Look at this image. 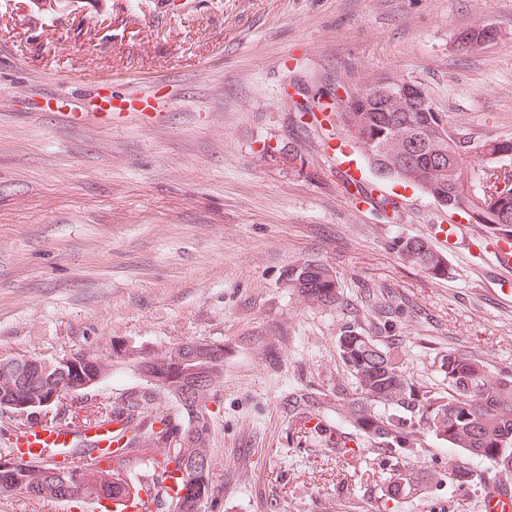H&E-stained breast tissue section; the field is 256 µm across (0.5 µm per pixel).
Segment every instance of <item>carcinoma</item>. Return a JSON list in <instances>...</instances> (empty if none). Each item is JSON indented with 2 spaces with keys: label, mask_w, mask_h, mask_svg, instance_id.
<instances>
[{
  "label": "carcinoma",
  "mask_w": 512,
  "mask_h": 512,
  "mask_svg": "<svg viewBox=\"0 0 512 512\" xmlns=\"http://www.w3.org/2000/svg\"><path fill=\"white\" fill-rule=\"evenodd\" d=\"M384 77H375L358 87V105L344 112H334L330 120L339 123L350 135L368 166L381 179L393 178L421 188L434 200L443 201L450 210L466 206L479 213L477 223L489 228L497 239L512 237V196L485 205L481 195L482 179L487 169L497 166L499 147L512 138L486 140L473 146L448 133H438L446 126L440 112H421L414 108L412 97L399 92L379 95L376 87ZM484 160L476 169L468 153ZM394 249L407 263L438 278L445 273L447 258L421 238H400ZM292 284L304 301L318 307L342 303L336 276L321 263L306 264L292 275ZM336 346L341 361L354 378L356 392L342 397L343 410L354 428L382 445L392 461L388 492L404 498L424 485L421 471L408 467L400 457L412 450L417 432L428 433L456 450L461 462L451 466L449 477L457 483L474 484L467 461H484L501 471H512V373L493 375L487 367L450 350L440 359V371L448 380V392L431 394L417 388L404 374L398 354L380 345L374 337L347 330L340 334ZM44 360L24 374L17 369L0 368V405L14 395H23L38 403L66 378L104 380L112 370V355H99L97 372L85 367L66 366ZM139 369L152 387L174 396L187 416V426L177 429L162 418L159 431L149 430L148 443L157 448L160 458L153 463L161 476L171 477L177 470L188 472L190 482L199 484L204 462L212 461L209 448L208 405L212 389L224 371V347L182 343L139 362ZM389 407L386 415L378 407ZM140 404L130 401L115 408L126 416L123 433L128 435L127 459L140 451ZM91 448L82 450L70 464L81 471L82 501L130 498L139 487L127 481L117 483L113 477L117 467H103L98 442L89 440ZM18 476L14 488L0 485V493L10 492L33 501L59 500L67 491L55 458L32 456L28 461L14 457ZM159 485L158 493L170 503L173 512H200L198 493L173 500Z\"/></svg>",
  "instance_id": "obj_1"
}]
</instances>
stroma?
Wrapping results in <instances>:
<instances>
[{"label":"stroma","instance_id":"35a3bbf8","mask_svg":"<svg viewBox=\"0 0 512 512\" xmlns=\"http://www.w3.org/2000/svg\"><path fill=\"white\" fill-rule=\"evenodd\" d=\"M486 24L497 41L462 52ZM380 74L424 87L462 140L512 137V0H0V356L112 354L111 374L67 401L105 409L149 390L141 359L221 344L220 496L204 512H481L428 434L408 456L428 492L387 496V451L336 408L356 389L336 349L347 329L396 346L424 390L447 392L451 349L512 372V271L435 233L488 228L367 168L364 186L399 208L355 205L332 150L347 133L298 123L304 96ZM99 84L148 96L159 119L96 120ZM400 237L444 250L447 275L402 261ZM314 262L335 271L341 305L299 299L290 275ZM293 394L308 406L290 409ZM309 415L357 454L328 448ZM0 512L106 510L0 493Z\"/></svg>","mask_w":512,"mask_h":512}]
</instances>
